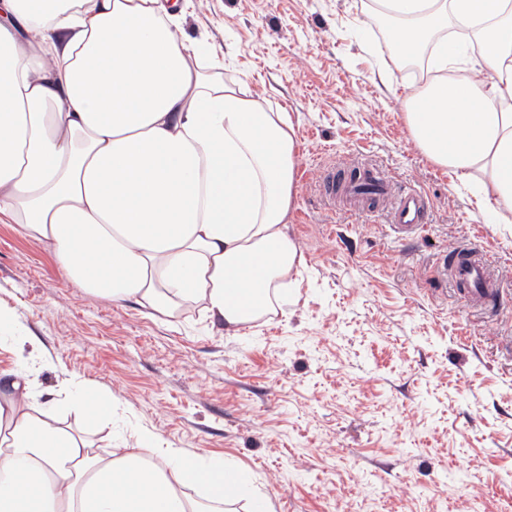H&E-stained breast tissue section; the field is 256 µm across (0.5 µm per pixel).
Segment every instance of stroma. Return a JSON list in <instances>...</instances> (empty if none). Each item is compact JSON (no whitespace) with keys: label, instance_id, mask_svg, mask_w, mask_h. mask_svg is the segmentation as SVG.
I'll return each instance as SVG.
<instances>
[{"label":"stroma","instance_id":"obj_1","mask_svg":"<svg viewBox=\"0 0 512 512\" xmlns=\"http://www.w3.org/2000/svg\"><path fill=\"white\" fill-rule=\"evenodd\" d=\"M370 0H191L224 78L246 80L298 142L288 233L304 264L277 315L240 336L196 306L157 319L68 280L54 251L0 223V387L26 375L62 393L77 377L120 403L111 426L62 422L95 448L138 427L162 445L241 467L272 512H512V224H493L457 176L416 145L396 91L425 76L386 51ZM365 168L429 200L403 237L351 214L318 180ZM475 248L494 262L495 304L471 307L434 278ZM28 333L35 345L18 347Z\"/></svg>","mask_w":512,"mask_h":512}]
</instances>
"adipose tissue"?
Listing matches in <instances>:
<instances>
[{"label":"adipose tissue","mask_w":512,"mask_h":512,"mask_svg":"<svg viewBox=\"0 0 512 512\" xmlns=\"http://www.w3.org/2000/svg\"><path fill=\"white\" fill-rule=\"evenodd\" d=\"M189 2L0 0V218L104 301L167 318L194 304L236 335L287 300L302 262L298 145L288 113L225 82L206 38L179 36ZM375 5L393 58L429 57L402 96L414 142L512 224V0ZM74 389L89 420L111 421L110 391ZM56 405L25 380L0 393V512H221L246 494L233 465L145 427L92 453Z\"/></svg>","instance_id":"adipose-tissue-1"}]
</instances>
